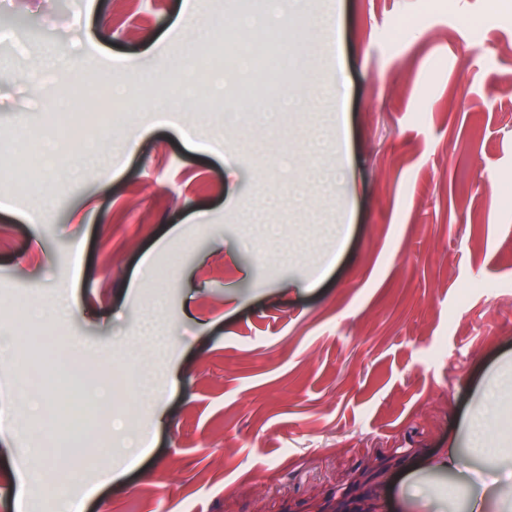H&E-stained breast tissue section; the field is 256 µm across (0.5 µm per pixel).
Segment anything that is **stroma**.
<instances>
[{
	"mask_svg": "<svg viewBox=\"0 0 512 512\" xmlns=\"http://www.w3.org/2000/svg\"><path fill=\"white\" fill-rule=\"evenodd\" d=\"M334 2L332 46L284 16L287 43L264 54L290 55L286 85L340 78L341 124L299 105L270 128L212 94L138 111L182 81L171 56L211 50L183 0H0V512H15L6 477L35 448L54 471L82 469L68 492L83 512H389L413 472L463 512L462 476L422 465L465 448L484 391L512 404L496 381L512 356V0ZM202 9L250 44L234 20L270 2ZM91 60L135 123L94 134L88 177L42 171L30 143L75 152L42 114ZM54 294L73 314L48 345L26 312ZM152 312L170 338L159 354L141 335ZM73 336L87 378L64 389ZM27 355L45 402L83 406L79 431L17 392ZM129 359L157 394L130 395L118 419L97 393ZM147 425L144 453L125 450Z\"/></svg>",
	"mask_w": 512,
	"mask_h": 512,
	"instance_id": "35a3bbf8",
	"label": "stroma"
}]
</instances>
